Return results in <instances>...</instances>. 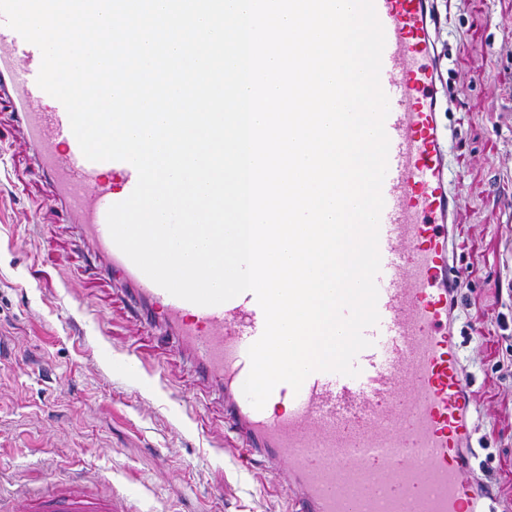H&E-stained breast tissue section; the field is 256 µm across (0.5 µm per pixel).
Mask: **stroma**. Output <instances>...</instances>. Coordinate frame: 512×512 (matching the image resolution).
Segmentation results:
<instances>
[{
	"label": "stroma",
	"instance_id": "35a3bbf8",
	"mask_svg": "<svg viewBox=\"0 0 512 512\" xmlns=\"http://www.w3.org/2000/svg\"><path fill=\"white\" fill-rule=\"evenodd\" d=\"M437 9L448 257L469 272L454 328L472 382L467 477L495 486L491 512H512V0ZM0 160V502L78 480L141 512H294L278 466H237L249 451L223 401L92 269L5 102ZM139 359L162 378L137 374Z\"/></svg>",
	"mask_w": 512,
	"mask_h": 512
}]
</instances>
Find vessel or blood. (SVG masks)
<instances>
[{
    "label": "vessel or blood",
    "mask_w": 512,
    "mask_h": 512,
    "mask_svg": "<svg viewBox=\"0 0 512 512\" xmlns=\"http://www.w3.org/2000/svg\"><path fill=\"white\" fill-rule=\"evenodd\" d=\"M384 28L380 84L389 99L388 171L380 216L379 322L357 376L310 374L300 390L277 385L262 409L243 393L248 348L264 314L253 293L216 306L170 295L114 243L111 205L137 184L123 161L87 160L63 105L36 83L41 52L0 16V97L17 111L66 219L74 221L100 273L116 277L135 317L162 328L197 375L224 394L225 421L295 487L298 512H479L486 486L466 479L461 445L471 379L448 330V261L453 204L438 136L433 33L428 0H374ZM18 512H137L111 496H91L80 482L49 492L18 488Z\"/></svg>",
    "instance_id": "1"
}]
</instances>
